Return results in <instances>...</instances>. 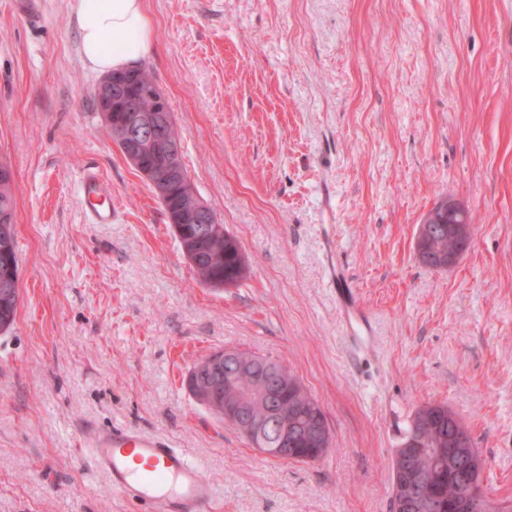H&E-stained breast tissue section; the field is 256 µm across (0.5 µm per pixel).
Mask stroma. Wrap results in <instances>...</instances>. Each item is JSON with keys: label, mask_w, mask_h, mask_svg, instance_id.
<instances>
[{"label": "stroma", "mask_w": 512, "mask_h": 512, "mask_svg": "<svg viewBox=\"0 0 512 512\" xmlns=\"http://www.w3.org/2000/svg\"><path fill=\"white\" fill-rule=\"evenodd\" d=\"M0 0V162L15 188L19 304L0 331V512H143L113 495L81 425L183 450L217 512H390L415 410L469 425L484 487L512 500V0H144L143 65L202 197L249 263L200 283L164 211L101 124L76 0ZM112 195L90 223L78 180ZM443 196L468 211L447 269L416 256ZM343 267L370 316L346 336ZM283 362L332 445L283 462L186 385L211 352Z\"/></svg>", "instance_id": "obj_1"}]
</instances>
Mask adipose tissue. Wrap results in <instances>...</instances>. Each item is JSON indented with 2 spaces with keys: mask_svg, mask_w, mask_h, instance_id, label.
<instances>
[{
  "mask_svg": "<svg viewBox=\"0 0 512 512\" xmlns=\"http://www.w3.org/2000/svg\"><path fill=\"white\" fill-rule=\"evenodd\" d=\"M83 59L100 73L138 66L153 36L144 0H78L76 6Z\"/></svg>",
  "mask_w": 512,
  "mask_h": 512,
  "instance_id": "1",
  "label": "adipose tissue"
}]
</instances>
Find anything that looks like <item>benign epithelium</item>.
<instances>
[{
    "mask_svg": "<svg viewBox=\"0 0 512 512\" xmlns=\"http://www.w3.org/2000/svg\"><path fill=\"white\" fill-rule=\"evenodd\" d=\"M132 71L104 75L94 90V101L102 123L111 138L123 149L125 161L149 184L154 196L162 202L168 223L182 241V254L194 268L198 279L212 288L224 287V281L209 275L201 264L199 254L203 238L186 237L187 225L203 224L208 230L218 229L217 217L210 205L195 193L187 202L173 199L174 189L180 186L184 176L183 138L173 119L168 100L157 86L142 88L135 82ZM152 103L150 111L142 110V99ZM448 224L454 226L458 244L448 255V266H453L466 252L472 239V225L464 219V208L448 199ZM243 367L235 364L232 351L222 350L209 354L198 362L192 372L198 374L193 384L195 401L217 417L239 424L241 433L249 438L257 432V425L248 417L252 402L261 399L270 407L269 414L281 423L279 447L263 448L261 452L281 461H313L327 451V430L319 424L301 435L295 426V414L307 410L320 418L322 408L314 399L307 397L303 388L288 389L282 384L271 389L264 384L250 394L234 391L227 395L224 388L232 387L234 376ZM314 442V448L299 447L300 441ZM420 448L400 445L393 455L395 484L393 491L394 512H417L427 507L432 512L446 509L443 496L435 486L434 471L416 474L413 470L415 456ZM435 463L456 467L465 466L471 474L468 483L454 498L455 512H493L491 498L482 488L483 459L468 436L450 429L448 448H431Z\"/></svg>",
    "mask_w": 512,
    "mask_h": 512,
    "instance_id": "obj_1",
    "label": "benign epithelium"
}]
</instances>
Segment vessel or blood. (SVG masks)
Instances as JSON below:
<instances>
[{
  "label": "vessel or blood",
  "mask_w": 512,
  "mask_h": 512,
  "mask_svg": "<svg viewBox=\"0 0 512 512\" xmlns=\"http://www.w3.org/2000/svg\"><path fill=\"white\" fill-rule=\"evenodd\" d=\"M80 191L91 223H111L112 196L95 172L83 175ZM331 282L345 333L357 341L370 335V319L342 267L333 266ZM79 437L96 469L106 475L113 494L149 512H215L212 483L179 449L129 427L105 429L87 424Z\"/></svg>",
  "instance_id": "b4317fda"
}]
</instances>
